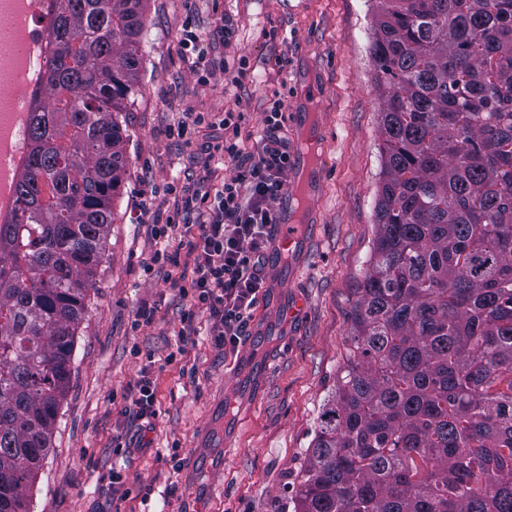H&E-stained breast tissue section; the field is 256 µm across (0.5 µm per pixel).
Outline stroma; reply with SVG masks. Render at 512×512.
Here are the masks:
<instances>
[{"label":"stroma","mask_w":512,"mask_h":512,"mask_svg":"<svg viewBox=\"0 0 512 512\" xmlns=\"http://www.w3.org/2000/svg\"><path fill=\"white\" fill-rule=\"evenodd\" d=\"M374 7V0H149L139 92L120 116L129 165L76 330L70 388L29 491L30 512H188L196 503L205 512H285L336 381L374 235L383 178L382 100L369 53ZM225 18L235 27L237 50H210L217 73L198 82L180 48L181 25L189 19L212 32ZM241 54L249 71L234 83L221 68L236 67ZM283 80L295 91L321 92L324 181L305 248L267 266L238 352L213 347L202 314L185 356L169 361L183 328V301L170 268L146 271L156 245L136 211L151 190L196 181L206 155L168 129L188 112L210 121L235 109L247 113V131L261 134L270 93ZM143 306L153 318L132 329ZM244 353L265 370L248 393L228 387ZM146 364L157 398L148 423L132 419L126 401ZM227 401L234 407L224 418L234 432L228 440L213 429V410ZM176 442L182 461L175 470L161 456ZM116 469L123 475L118 500Z\"/></svg>","instance_id":"stroma-1"}]
</instances>
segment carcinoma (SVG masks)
Listing matches in <instances>:
<instances>
[{
  "mask_svg": "<svg viewBox=\"0 0 512 512\" xmlns=\"http://www.w3.org/2000/svg\"><path fill=\"white\" fill-rule=\"evenodd\" d=\"M0 224V512H29L127 170L147 0H57ZM376 233L293 512H512V0H375Z\"/></svg>",
  "mask_w": 512,
  "mask_h": 512,
  "instance_id": "carcinoma-1",
  "label": "carcinoma"
}]
</instances>
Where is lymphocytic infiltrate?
<instances>
[{
  "label": "lymphocytic infiltrate",
  "instance_id": "lymphocytic-infiltrate-1",
  "mask_svg": "<svg viewBox=\"0 0 512 512\" xmlns=\"http://www.w3.org/2000/svg\"><path fill=\"white\" fill-rule=\"evenodd\" d=\"M287 99V84L272 91L262 132L249 145L242 138L246 116L232 109L209 123L196 117L171 127V135L187 143L199 125L210 129L203 148L211 168L194 183L165 189L177 207L197 213L196 226L171 216L159 220L149 202L139 209L140 223L150 225L158 244L153 263L179 271L182 259L192 262L190 274L179 271L174 279L183 322L190 327L207 314L213 345L225 354L237 351L266 286L268 244L277 222L273 204L287 190L293 153L284 133ZM218 164L232 171L219 183L213 180Z\"/></svg>",
  "mask_w": 512,
  "mask_h": 512
}]
</instances>
